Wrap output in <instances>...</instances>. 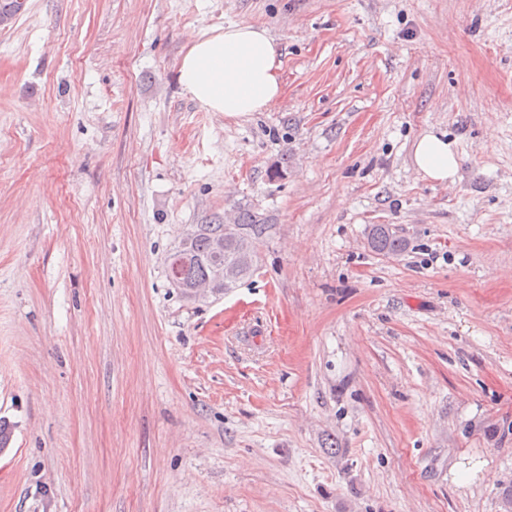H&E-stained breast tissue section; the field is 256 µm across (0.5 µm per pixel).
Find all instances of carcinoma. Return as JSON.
Returning <instances> with one entry per match:
<instances>
[{"label":"carcinoma","mask_w":512,"mask_h":512,"mask_svg":"<svg viewBox=\"0 0 512 512\" xmlns=\"http://www.w3.org/2000/svg\"><path fill=\"white\" fill-rule=\"evenodd\" d=\"M24 7L25 0H0V26L11 23ZM265 232L266 224L246 211L239 212L231 224L220 217L196 224L168 255L167 275L178 281L180 292L188 298L197 296V286L202 284L214 294L236 288L252 274ZM369 245L387 255H398L406 248L388 224L371 225ZM217 267L224 269V279L218 281L213 278Z\"/></svg>","instance_id":"carcinoma-1"}]
</instances>
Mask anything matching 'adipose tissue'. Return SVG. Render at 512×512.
Wrapping results in <instances>:
<instances>
[{
	"mask_svg": "<svg viewBox=\"0 0 512 512\" xmlns=\"http://www.w3.org/2000/svg\"><path fill=\"white\" fill-rule=\"evenodd\" d=\"M278 42L262 27L230 23L192 38L179 63L190 97L206 111L239 117L270 108L282 95ZM416 168L445 182L458 170L453 142L432 132L414 145Z\"/></svg>",
	"mask_w": 512,
	"mask_h": 512,
	"instance_id": "1",
	"label": "adipose tissue"
}]
</instances>
